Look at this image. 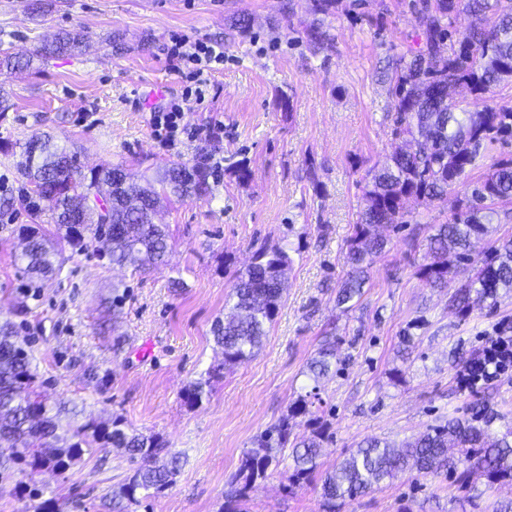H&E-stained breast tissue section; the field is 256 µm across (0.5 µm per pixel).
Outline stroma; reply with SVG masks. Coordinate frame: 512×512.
<instances>
[{"label":"stroma","instance_id":"35a3bbf8","mask_svg":"<svg viewBox=\"0 0 512 512\" xmlns=\"http://www.w3.org/2000/svg\"><path fill=\"white\" fill-rule=\"evenodd\" d=\"M28 2L0 0V52L32 60L0 70V91L12 103L0 112V197L26 190L19 148L37 132L77 152L88 169L121 164L154 177L171 162L203 157L218 167L211 200L175 198L157 215L168 230L166 265L119 267L95 248L68 249L59 276L28 301L18 257L32 219L23 206L0 208V323H15L28 340L42 392L97 419L122 417L181 455L174 485L128 512H221L243 452L310 391L307 363L331 337L349 363L325 380L309 414L292 421L293 438L323 433L320 469L369 438L401 446L442 419L465 417L475 401L501 414L496 429L512 424V370L464 393L453 364L457 353H480L491 337L512 332V293L462 318L447 291L417 274L435 225L452 221L458 200L494 162L512 159V139L490 146L443 200L406 202L405 224L382 230L386 247L355 307L336 304L365 174L397 145L382 72L418 49L410 0H364V21L344 10L326 18L335 41L323 51L302 38L314 21L309 0H44L38 13ZM243 13L253 19L246 38L231 28ZM61 32L87 36L88 49L35 57ZM174 32L223 43L224 68L185 113L188 134L167 144L154 136L150 110L186 88L166 61ZM115 37L123 54L112 52ZM219 122L223 131L211 136ZM243 158L244 182L234 174ZM264 246L287 247L292 265L263 345L213 379L201 404H189L186 388L222 360L211 327L233 278ZM175 279L183 288H171ZM91 370L98 380L88 379ZM291 464L289 449L277 452L247 512H321L315 484L289 488ZM129 469L109 447L61 474L14 469L0 475V512H35L43 498L56 499L60 512H99L102 495ZM472 484L468 491L407 472L340 512H492L512 498V485L480 476Z\"/></svg>","mask_w":512,"mask_h":512}]
</instances>
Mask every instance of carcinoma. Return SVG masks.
Returning a JSON list of instances; mask_svg holds the SVG:
<instances>
[{
	"label": "carcinoma",
	"instance_id": "carcinoma-1",
	"mask_svg": "<svg viewBox=\"0 0 512 512\" xmlns=\"http://www.w3.org/2000/svg\"><path fill=\"white\" fill-rule=\"evenodd\" d=\"M310 2L314 14L327 18L336 15L342 0ZM411 9L423 45L409 62L395 68L389 92L394 99L393 135L420 145L413 151L397 148L390 163L366 174L360 221L348 245L350 272L336 293L341 307L361 296L374 258L386 247V239L376 232L379 225L400 224L409 198L425 203L443 199L448 187L475 166L482 150L512 137V109L484 102L491 89L512 81V0H412ZM460 12L471 15L473 21L459 34L453 23ZM303 36L315 50L326 49L335 40L321 23L305 28ZM86 43L84 37L60 32L42 44L36 56L80 51ZM457 86L468 90L477 101L475 107L448 98V89ZM21 157V171L30 191L20 203L35 218L49 214L55 227L49 234L40 224L22 231L26 298L37 297L44 282L59 269L58 245L63 242L76 252L94 245L114 265L136 263L150 268L162 263L167 233L164 225L153 223L157 209L173 196H213L210 178L214 172L201 161L191 165L174 162L160 177L142 185L119 165L84 173L77 155L65 153L48 134L25 142ZM509 200L512 160L493 164L471 194L459 202L453 221L438 225L430 237L426 263L418 268V274L431 287L446 288L460 271H475L448 297V306L462 318L471 312V293L494 306L500 291L512 290L511 238L482 255L472 251V240L487 235L489 225L499 216L492 204ZM98 209L109 214L111 223H100ZM75 212L83 213L88 221L81 230L68 223ZM253 259L250 267L234 277L230 312L211 329L223 362L185 390L192 405L208 397L210 378L255 356L266 325L277 314L285 287L279 268L289 266L291 257L281 247H262ZM15 336V324H0V467L12 462L33 471L46 468L62 473L95 446L115 448L128 457L132 473L105 497L103 507L108 512H125L126 505L139 503L138 494L160 493L175 483L180 456L160 437L128 430L119 416L77 423L76 410L51 407L35 384L27 350ZM340 362L336 341L320 345L307 365L314 382L312 390L299 397L290 413L258 435L253 447L243 453L223 512H241L240 503L248 499L252 484L266 476L273 449L288 445L290 420L309 412L321 382ZM493 422L494 416L476 404L470 417L431 425L400 449L377 438L361 442L321 477L322 512H336L345 500L413 470L434 479L452 476L463 486L474 472L482 473L490 484H511L512 427L493 436ZM322 440L323 435L315 432L293 446L291 484L314 480Z\"/></svg>",
	"mask_w": 512,
	"mask_h": 512
}]
</instances>
